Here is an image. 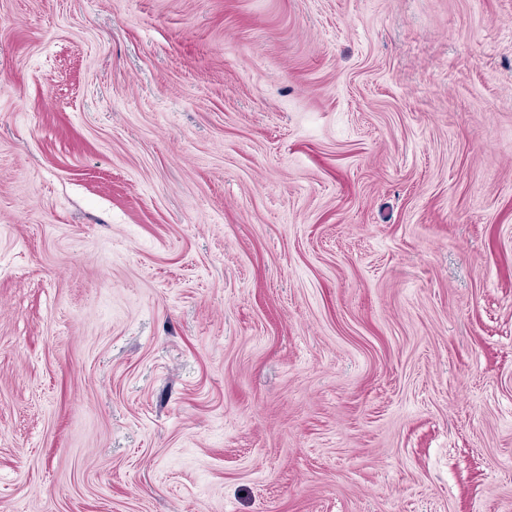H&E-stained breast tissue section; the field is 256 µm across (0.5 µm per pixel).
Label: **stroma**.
Returning <instances> with one entry per match:
<instances>
[{"label":"stroma","mask_w":512,"mask_h":512,"mask_svg":"<svg viewBox=\"0 0 512 512\" xmlns=\"http://www.w3.org/2000/svg\"><path fill=\"white\" fill-rule=\"evenodd\" d=\"M0 512H512V0H0Z\"/></svg>","instance_id":"35a3bbf8"}]
</instances>
